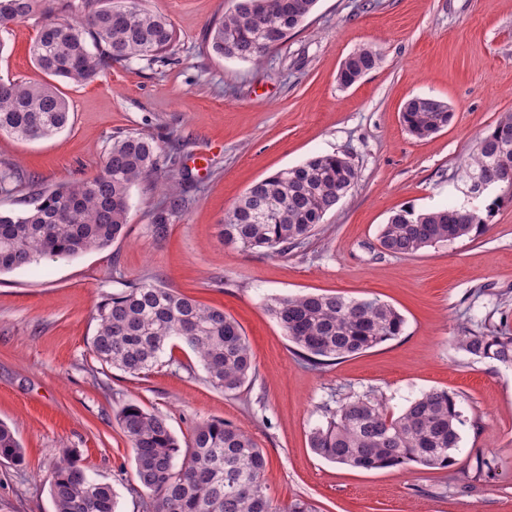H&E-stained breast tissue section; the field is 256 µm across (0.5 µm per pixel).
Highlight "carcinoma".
Returning a JSON list of instances; mask_svg holds the SVG:
<instances>
[{
  "instance_id": "cac0c4a2",
  "label": "carcinoma",
  "mask_w": 512,
  "mask_h": 512,
  "mask_svg": "<svg viewBox=\"0 0 512 512\" xmlns=\"http://www.w3.org/2000/svg\"><path fill=\"white\" fill-rule=\"evenodd\" d=\"M317 0H235L224 17L206 28L208 51L227 59L259 63L284 43L310 15ZM42 0H0V26L42 10ZM71 18L41 25L30 48L36 66L64 82L94 81L114 64L172 61L176 33L168 19L141 0H63ZM382 53L365 46L347 57L338 74L342 85L377 69ZM451 119L449 106L415 97L403 107L408 131L425 138ZM70 122L69 104L51 82L0 78V133L24 141L50 138ZM169 177L168 202L153 213L155 237H165L170 215L185 205L191 181L180 153L164 137L120 132L112 137L104 166L89 180L31 191L25 208L0 211V273L24 270L43 258L73 257L107 248L123 232L130 190L161 170ZM467 181L497 187L486 207L512 199V113L501 115L463 158ZM358 168L347 156L315 155L254 183L224 218V244L281 254L315 235L325 214L355 187ZM486 217L450 202L414 214L401 210L380 228L388 253L414 255L440 242L478 233ZM268 312L295 345V354L317 367L359 354L399 336L404 318L378 299L354 300L336 294L276 296ZM91 341L95 358L131 376L152 370L167 344L179 339L191 348L210 384L226 392L240 389L255 374L245 336L218 307L203 305L171 288L132 283L97 307ZM453 344L479 358L512 363V332L462 326ZM324 427L313 430L310 447L321 457L366 471L415 463L442 470L454 462L461 441L462 399L433 389L392 417L374 395L335 400ZM134 451L135 476L153 493L150 512H316L299 501L281 509L263 476L266 458L251 436L222 421L198 425L185 454L161 415L128 403L118 413ZM0 459L20 464L24 448L0 422ZM50 493L55 512H116L110 486L91 478L75 454H65L53 472Z\"/></svg>"
}]
</instances>
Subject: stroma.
Returning <instances> with one entry per match:
<instances>
[{
  "mask_svg": "<svg viewBox=\"0 0 512 512\" xmlns=\"http://www.w3.org/2000/svg\"><path fill=\"white\" fill-rule=\"evenodd\" d=\"M233 4L144 0L176 32L173 63L116 64L89 84H63L72 122L51 138L0 134V166L25 179L0 194L1 211L23 209L29 181L96 176L119 132L181 143L193 181L163 239L151 226L166 193L159 174L132 187L125 232L109 247L0 274V420L25 448L22 464L0 461V512H54L50 481L66 450L112 487L116 512H144L151 493L118 424L128 403L164 416L183 443L209 420L245 431L266 454L264 481L282 508L301 499L318 512H512V366L451 342L464 325L512 329V201L495 207L484 232L411 256L385 252L378 239L395 212L464 202L462 159L512 113V0H317L258 63L202 48L207 26ZM45 20L0 28V77L44 81L29 47ZM369 44L380 48V66L341 86V65ZM416 96L453 113L425 139L401 121ZM319 153L349 156L360 177L306 245L279 255L225 245L224 216L251 185ZM144 280L224 309L246 337L255 377L235 392L214 388L178 341L139 377L100 363L90 350L97 305ZM305 293L378 299L402 315L403 331L309 367L266 309L271 297ZM431 389L464 399L447 471L358 470L309 445L331 396L369 392L397 413ZM480 458L493 471L474 482Z\"/></svg>",
  "mask_w": 512,
  "mask_h": 512,
  "instance_id": "stroma-1",
  "label": "stroma"
}]
</instances>
